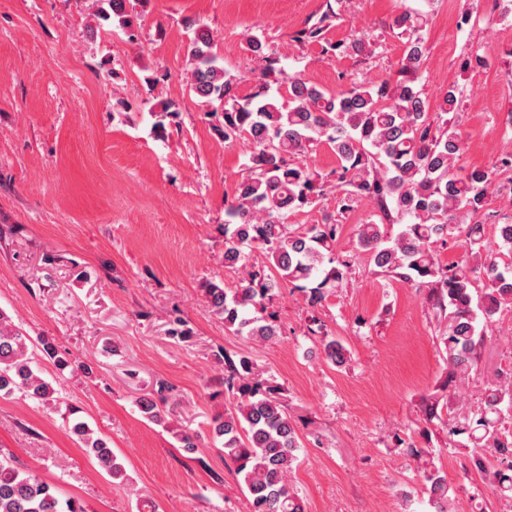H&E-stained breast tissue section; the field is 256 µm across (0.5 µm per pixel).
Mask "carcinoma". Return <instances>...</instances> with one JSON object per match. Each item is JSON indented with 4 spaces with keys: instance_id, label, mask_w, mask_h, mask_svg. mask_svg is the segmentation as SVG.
<instances>
[{
    "instance_id": "obj_1",
    "label": "carcinoma",
    "mask_w": 512,
    "mask_h": 512,
    "mask_svg": "<svg viewBox=\"0 0 512 512\" xmlns=\"http://www.w3.org/2000/svg\"><path fill=\"white\" fill-rule=\"evenodd\" d=\"M99 23H117L134 31L135 17L129 0H96ZM336 16L331 3L320 18L295 32L292 41L313 44L326 41L328 21ZM403 40L399 73L404 78L378 85L351 81L337 93L322 89L297 74L275 67L278 60L263 36L249 34L245 50L265 62L251 75L257 91L248 97L236 92L238 77L224 68L208 29L192 30L189 44V92L204 109L220 138L250 145L244 175L234 200L225 209L224 267L244 269L233 288L224 280L204 284L209 311L235 333L256 343L280 334L277 314L269 309L290 284L301 292L307 310L306 335L320 341L322 357L336 367L349 360L342 341L333 336L317 316L327 298L348 284L354 256L336 255L340 224H292L290 217L310 206L334 187L338 213L360 199L373 203L380 222L357 227V248L373 265L391 277L428 288L427 300L444 321L440 340L448 362V377L440 390L423 400L425 420L448 412V437H463L464 447L484 450L472 465L498 500L512 501V375L508 384L488 388L483 406L473 413L454 411L457 384L477 367L487 320L512 311V219L497 223V237L485 239L484 224L496 217L486 211L488 189L495 171L459 165L464 151L456 115L462 90L448 87L437 111L416 84L414 75L426 52L423 19L404 11L392 25ZM364 39L331 44L326 51L360 54ZM285 91L288 105L270 95L271 85ZM178 110L164 103L154 113V130L162 131ZM327 146L338 167L329 175L313 168L307 157ZM398 226L390 233L386 225ZM461 249V259L445 263L435 246L448 241ZM260 246L267 263L247 265V250ZM507 256L511 261L504 262ZM53 359L58 370L69 359L46 338L33 343L29 336L0 311V397L21 392L40 403L53 400L54 388L34 369L35 345ZM224 364V392L236 404L213 419V435L221 440L224 464L233 467L247 493L250 512H306L294 492L290 475L302 447L297 424L288 413L281 388L264 377L254 360L241 353L234 357L216 351ZM143 415L164 423L174 411L156 401H138ZM74 416L69 433L80 442L98 466L112 479L124 481L125 469L112 452L108 439L94 436L89 425ZM434 512H449L456 489L446 475L429 462L425 471ZM0 512H84L79 502L61 500L55 487L15 465L0 452Z\"/></svg>"
}]
</instances>
